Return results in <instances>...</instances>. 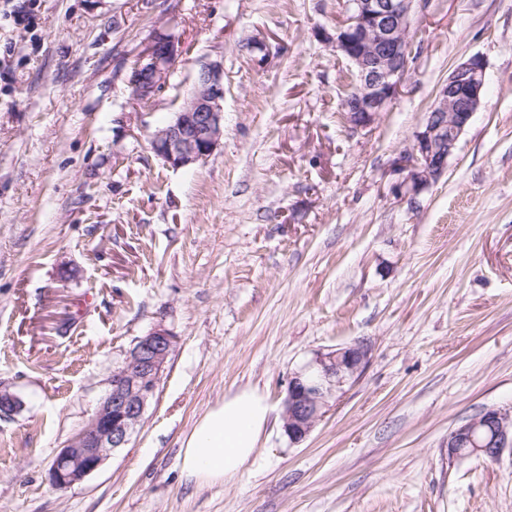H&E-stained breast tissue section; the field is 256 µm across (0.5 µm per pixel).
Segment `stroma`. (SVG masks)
<instances>
[{
	"label": "stroma",
	"mask_w": 512,
	"mask_h": 512,
	"mask_svg": "<svg viewBox=\"0 0 512 512\" xmlns=\"http://www.w3.org/2000/svg\"><path fill=\"white\" fill-rule=\"evenodd\" d=\"M0 0V512H512V454L448 458V435L512 406V0H427L387 112L341 116L349 66L317 37L346 0ZM183 54L151 102L127 85L156 28ZM264 38L255 63L247 47ZM482 107L447 172L395 197L438 87L472 55ZM224 61L222 145L174 170L150 136L200 60ZM177 340L129 444L52 487L57 450L155 327ZM364 343L360 374L301 443L288 380ZM273 406L233 480L198 486L179 453L226 393Z\"/></svg>",
	"instance_id": "stroma-1"
}]
</instances>
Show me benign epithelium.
<instances>
[{
  "label": "benign epithelium",
  "instance_id": "benign-epithelium-1",
  "mask_svg": "<svg viewBox=\"0 0 512 512\" xmlns=\"http://www.w3.org/2000/svg\"><path fill=\"white\" fill-rule=\"evenodd\" d=\"M415 0H348L347 18L332 30L318 29L320 41L350 65L352 80L344 95V119L354 130L372 126L398 96L409 71V30ZM181 40L167 27L146 39L135 55L127 83L133 99H153L181 57ZM486 64L479 55L457 63L436 93L412 146L391 162L398 179L391 192L415 199L448 169L461 134L480 109ZM224 136V61L200 64L174 118L151 136L155 154L173 169L191 168L211 156ZM176 337L155 328L139 337L112 372L109 389L86 424L56 452L49 469L52 486L62 489L96 472L130 442L154 399ZM368 348L354 343L320 352L293 373L284 400L283 428L302 442L324 414L328 399L363 368ZM20 398L0 389V416L10 417ZM512 451V413L487 408L448 435V459H499Z\"/></svg>",
  "mask_w": 512,
  "mask_h": 512
}]
</instances>
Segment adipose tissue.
I'll return each mask as SVG.
<instances>
[{"instance_id":"adipose-tissue-1","label":"adipose tissue","mask_w":512,"mask_h":512,"mask_svg":"<svg viewBox=\"0 0 512 512\" xmlns=\"http://www.w3.org/2000/svg\"><path fill=\"white\" fill-rule=\"evenodd\" d=\"M272 408L255 387L225 395L195 424L180 450L183 475L199 485L224 484L254 456Z\"/></svg>"}]
</instances>
